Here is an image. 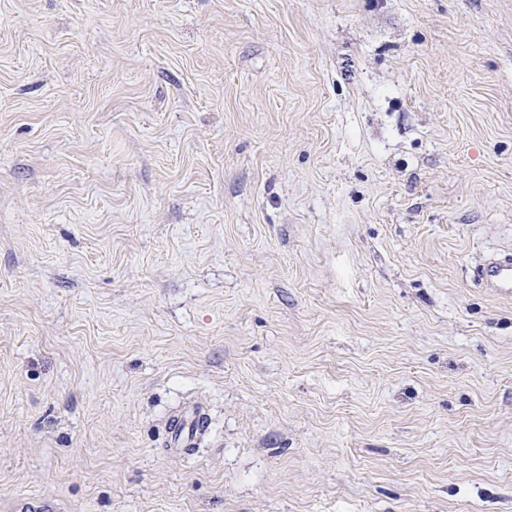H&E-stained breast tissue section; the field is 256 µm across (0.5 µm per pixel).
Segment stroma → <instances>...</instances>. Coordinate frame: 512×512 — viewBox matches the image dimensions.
<instances>
[{
	"label": "stroma",
	"mask_w": 512,
	"mask_h": 512,
	"mask_svg": "<svg viewBox=\"0 0 512 512\" xmlns=\"http://www.w3.org/2000/svg\"><path fill=\"white\" fill-rule=\"evenodd\" d=\"M497 253L512 0H0V512H512ZM477 280L499 295H512V260L487 259L476 272ZM206 428L207 420L204 413L197 407L185 415L175 418L166 429L168 447L164 448L165 452L177 457L191 455Z\"/></svg>",
	"instance_id": "obj_1"
}]
</instances>
